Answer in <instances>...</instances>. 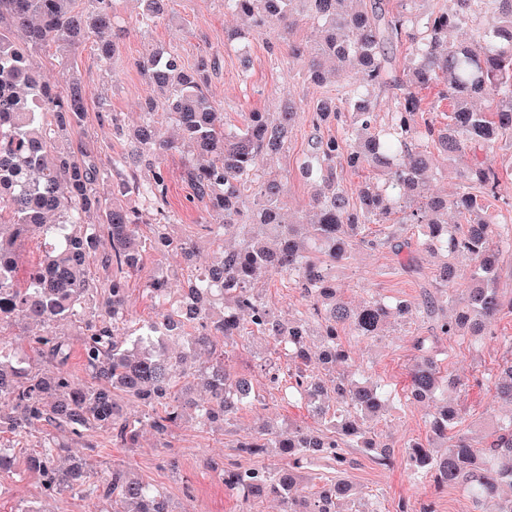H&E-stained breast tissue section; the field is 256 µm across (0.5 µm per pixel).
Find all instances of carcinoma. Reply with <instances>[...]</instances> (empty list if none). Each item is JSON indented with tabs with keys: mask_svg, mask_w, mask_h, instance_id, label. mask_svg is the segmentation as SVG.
<instances>
[{
	"mask_svg": "<svg viewBox=\"0 0 512 512\" xmlns=\"http://www.w3.org/2000/svg\"><path fill=\"white\" fill-rule=\"evenodd\" d=\"M114 0H0V325L22 321L40 332L25 337L31 355L14 356L0 346V433L25 436L50 426L39 442L41 451L25 459L42 484L53 492L112 502L111 512H172L167 499L150 485L121 469L94 484L79 464H58L69 442L91 429L112 437L120 448L136 445L140 428L160 439L189 415L210 428H224L241 410L260 400L246 374L225 365L226 347L242 333L264 338L272 350L260 357L269 384L288 388V398L325 421L310 432L298 425L277 430L259 428L239 443V451L259 456L278 448L284 463L276 467L218 465L224 488L251 506L270 496L283 512H340L356 489L341 476L351 465L347 448L376 453L389 466L392 456L383 435L367 431V420L383 414L387 398L382 384L355 364L341 336L364 340L381 335L388 319L422 317L437 322L439 335L468 336L475 343L496 336L492 323L512 313V295L497 288L500 255L512 248V225L497 220V211H512V199L499 190L509 169L497 165V150L512 148V0H442L435 10H422V0H397L390 8L378 0L359 7L358 0H224V10L263 28L273 22L287 32L300 8L322 23L304 81L320 87L325 64L355 80L351 95L338 102L320 97L303 113L293 101L278 112L251 109L240 113V125L224 127L222 109L208 94L220 69L216 53L199 56L187 67L168 50H156L138 61L147 85L139 123L128 128L120 115L102 102L100 121L112 126V137L125 150L102 161L83 141L88 103L84 86L65 74L59 89L44 81L33 66L38 51L55 45L78 49L93 43L101 66L111 69L122 29L114 26ZM169 0H143L138 27L163 18ZM482 16L493 19L468 42L448 43V31ZM410 43L402 72L389 49ZM440 87L449 100L447 121L424 106L419 90ZM392 92L385 122L376 112L380 93ZM486 99L488 112L474 107ZM171 120L178 137L163 138L158 114ZM302 121L311 129L299 165L311 185L313 217L283 219L287 179L262 171L264 159L285 151L288 137ZM337 134H330L332 127ZM169 152L184 154L181 179L189 201L203 205L205 228L218 236L234 228L239 242L225 248L216 261L196 272L177 290L160 274L144 290L160 307L151 320L133 316L128 305V278L139 272L146 254L179 251L192 260L196 247L173 233L169 187L161 169ZM453 174L454 191L441 197L430 192L429 173L440 164ZM151 172L147 182L137 178ZM370 170L375 179L355 195L343 186L344 170ZM112 174V197L97 185ZM137 196L141 207L121 199ZM454 210L461 222L443 215ZM154 227L152 238L141 225ZM370 224L381 226L370 235ZM416 229L409 236L406 226ZM36 235L44 240V259L19 278V243ZM384 249L398 259L406 274L421 272L422 250L442 258L434 273L435 291L421 304L375 294L350 307L336 298V271L356 249ZM472 264L467 287H456L455 260ZM103 273L102 299L91 302L88 266ZM288 278L307 302V317L283 318L260 292L264 278ZM60 321L77 325L79 357L91 382H75L69 365L70 339L53 331ZM504 355L488 373L497 397L512 405V336L500 338ZM214 357L194 362L199 350ZM288 359L287 371L272 354ZM50 366L42 371L39 366ZM209 394L196 398L197 386ZM462 385L441 371L431 358L408 368L407 397L435 400L437 394ZM147 408L132 416L117 393ZM461 419V409L448 403L433 406L426 439L407 445L405 465L416 476H428L439 489L459 487L482 512L495 502V512H512V416L477 442L458 433L436 454L438 441ZM336 472L298 492L303 469L313 461ZM17 455L0 447V477L16 473Z\"/></svg>",
	"mask_w": 512,
	"mask_h": 512,
	"instance_id": "carcinoma-1",
	"label": "carcinoma"
}]
</instances>
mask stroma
Returning a JSON list of instances; mask_svg holds the SVG:
<instances>
[{
    "instance_id": "1",
    "label": "stroma",
    "mask_w": 512,
    "mask_h": 512,
    "mask_svg": "<svg viewBox=\"0 0 512 512\" xmlns=\"http://www.w3.org/2000/svg\"><path fill=\"white\" fill-rule=\"evenodd\" d=\"M141 10L140 0L114 2L117 22L131 28L130 34L119 43L115 69L101 67L89 44L64 59L86 90L85 140L103 159L119 154L122 146L113 140L111 127L98 122V105L109 103L126 124L139 122L140 103L147 87L137 63L158 47L175 51L187 65L193 64L202 53L220 54L222 68L213 78L209 92L221 105L228 126L238 123L241 112L252 108L275 112L290 98L301 108H308L314 99L325 93L335 94L340 87L339 81L333 79L322 89L304 87L303 61L288 59L289 42L314 44L319 23L312 17L300 16L290 35L284 37L273 25L261 29L243 26L241 19L225 12L224 0H171L169 19L149 29L133 26ZM238 26L243 29V39L237 49H225V29ZM245 58L250 61L246 72L241 69ZM309 132L308 124L300 123L290 138L287 152L267 162L269 169L288 178L285 211L290 215L308 208L310 191L298 165ZM183 162L182 154L174 152L164 157L162 166L169 179V201L178 219L177 232L197 240L201 250L197 261L202 264L210 260L214 247L211 236L199 226L204 214L202 206L188 201L190 190L181 179ZM395 265L393 254L387 251L355 253L337 273L343 299L356 304L377 292L420 304L425 293L433 289V259L422 256L423 273L419 276L397 273ZM160 270L167 272L176 286L188 274L179 255L147 256L142 270L129 280L128 304L135 317L146 320L155 317L158 308L147 295L144 283ZM418 337L424 338L426 353L437 359L442 370L465 381L462 389L449 395L462 410V432L482 437L507 411L506 405L496 399L486 377L501 359L503 350L498 342L473 346L459 337L445 339L438 335L432 322L419 319L390 320L383 335L374 340L343 337V344L351 350L356 362L392 389L391 405L373 427L387 435L395 464L383 467L363 449H349L352 465L348 477L356 486L359 498L344 504L341 512H361L372 504L377 505L378 512H397L402 501L410 512H420L425 505L431 506L433 512H472L470 501L458 488H435L429 479L411 476L403 463L407 443L425 438L433 410L432 405L410 402L404 393L406 367L417 355L414 340ZM266 346L264 339L247 334L230 347L226 358L228 369L251 375L260 400L255 407L240 412L223 431L213 432L189 421L174 430L169 448L164 449L154 432L147 428L132 448L116 447L107 434L92 430L85 444L72 447V455L84 458L89 480L98 484L106 482L113 469L127 470L160 490L173 512H241V503L229 496L216 479L213 464L233 463L247 468L280 462L281 456L275 448L267 449L259 457L240 454L236 449L238 441L250 436L263 422L270 421L279 427L290 422L312 429L317 426L305 406L289 404L283 391L268 386L258 359ZM23 505L37 508L38 512H105L107 508L106 502L97 499L69 493L45 494L39 476L24 468L17 476L0 481V512H17Z\"/></svg>"
}]
</instances>
